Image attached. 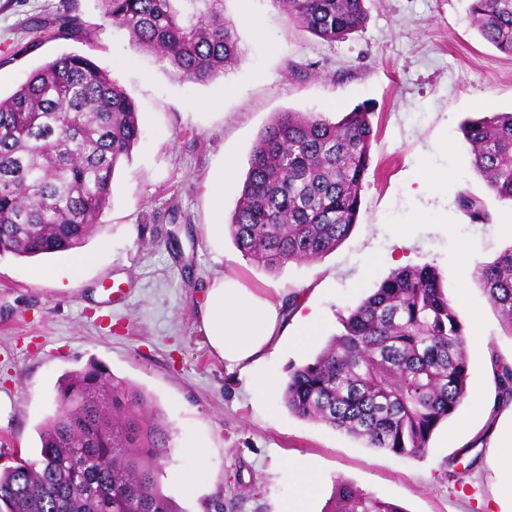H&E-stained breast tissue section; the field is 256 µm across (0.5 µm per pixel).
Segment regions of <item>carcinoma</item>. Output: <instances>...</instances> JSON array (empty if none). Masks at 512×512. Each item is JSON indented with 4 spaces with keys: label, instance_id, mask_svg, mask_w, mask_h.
<instances>
[{
    "label": "carcinoma",
    "instance_id": "carcinoma-1",
    "mask_svg": "<svg viewBox=\"0 0 512 512\" xmlns=\"http://www.w3.org/2000/svg\"><path fill=\"white\" fill-rule=\"evenodd\" d=\"M324 41L366 20L364 0H273ZM102 25L127 32L182 79L203 82L234 67L241 50L223 0H98ZM470 21L512 55V0H472ZM32 41L91 33L73 13L30 26ZM471 164L512 205V112L468 123ZM140 137L124 89L89 57L64 53L0 97V257L80 247L108 206L112 177ZM375 138L370 113L332 122L280 112L261 132L228 223L250 262L278 269L333 251L357 223ZM471 222L483 202L461 193ZM475 277L512 335V246ZM314 361L294 368L282 400L295 416L360 439L369 448L421 457L433 431L468 392V333L432 265L393 270L341 319ZM496 407L512 403V364L495 359ZM40 460L0 472L6 512H181L161 487L169 425L143 391L89 364L59 383L55 413L40 428ZM322 512H405L346 481Z\"/></svg>",
    "mask_w": 512,
    "mask_h": 512
}]
</instances>
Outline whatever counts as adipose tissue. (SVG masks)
Returning <instances> with one entry per match:
<instances>
[{
    "label": "adipose tissue",
    "instance_id": "obj_1",
    "mask_svg": "<svg viewBox=\"0 0 512 512\" xmlns=\"http://www.w3.org/2000/svg\"><path fill=\"white\" fill-rule=\"evenodd\" d=\"M304 321L299 337L306 345L316 338L311 316L294 312L286 316L283 304H276L233 278L213 279L198 308V321L211 350L226 367L251 373L280 342L289 320Z\"/></svg>",
    "mask_w": 512,
    "mask_h": 512
}]
</instances>
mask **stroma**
<instances>
[{
    "mask_svg": "<svg viewBox=\"0 0 512 512\" xmlns=\"http://www.w3.org/2000/svg\"><path fill=\"white\" fill-rule=\"evenodd\" d=\"M469 4L366 0L365 25L327 42L272 0H224L239 62L193 83L109 26L91 47L30 44V23L63 9L98 22L97 0H0L1 97L45 62L79 52L122 86L142 128L82 247L93 256L82 281L37 277L40 267H64L67 251L0 258V471L39 459L60 378L94 361L141 389L171 427L161 485L183 512H213L216 500L224 512H287L298 468L319 477L309 512H321L340 480L405 512H491L512 470V407L494 406L492 360L512 362V335L474 270L512 246V206L473 168L460 125L512 112V56L471 26ZM358 106L369 109L376 137L358 222L336 249L270 271L250 264L231 236L211 235L213 211L235 210L252 147L277 113L336 121ZM228 160L235 174L217 202L207 184ZM426 169L447 172V183H419ZM463 192L485 203L489 223H471L457 205ZM401 224L412 227L403 246ZM423 264L436 267L461 318L479 317L481 333L467 345L468 393L420 458L299 419L281 394L256 395L252 376L228 371L199 330L197 306L221 274L274 301L298 296L320 318L324 342L392 270ZM107 282L127 299L105 303ZM298 329L289 323L260 374L283 385L314 358L316 347L295 346ZM195 440L208 445L205 461L185 450Z\"/></svg>",
    "mask_w": 512,
    "mask_h": 512,
    "instance_id": "35a3bbf8",
    "label": "stroma"
}]
</instances>
